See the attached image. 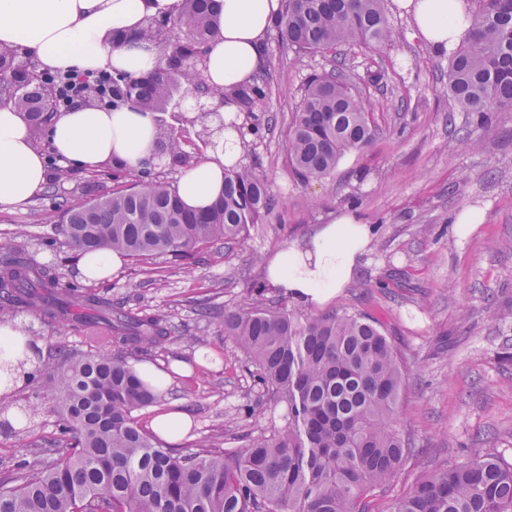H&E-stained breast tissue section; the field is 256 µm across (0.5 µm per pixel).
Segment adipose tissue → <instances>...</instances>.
<instances>
[{"label":"adipose tissue","mask_w":512,"mask_h":512,"mask_svg":"<svg viewBox=\"0 0 512 512\" xmlns=\"http://www.w3.org/2000/svg\"><path fill=\"white\" fill-rule=\"evenodd\" d=\"M412 19L415 34L434 51L447 53L469 37L466 0H394ZM219 23L207 54L206 79L215 88L247 82L258 67L281 0H218ZM182 0H0V44L23 48L40 67L96 72L112 67L149 75L159 62L152 43H113L116 31L133 32L149 16L178 15ZM158 128L147 112L111 111L92 104L54 113L49 141L65 169H95L122 159L136 169L151 160ZM236 135L200 162L185 168L175 188L191 209L207 208L224 190V167L240 159ZM48 179L45 159L21 112L0 105V208L29 200ZM371 229L354 214L337 216L311 235L278 251L265 281L275 292L309 306L328 302L356 274ZM125 263L109 249L82 253L76 269L83 281H102Z\"/></svg>","instance_id":"1"}]
</instances>
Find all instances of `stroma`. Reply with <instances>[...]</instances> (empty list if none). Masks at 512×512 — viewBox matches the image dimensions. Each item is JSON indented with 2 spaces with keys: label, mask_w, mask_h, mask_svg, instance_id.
I'll list each match as a JSON object with an SVG mask.
<instances>
[{
  "label": "stroma",
  "mask_w": 512,
  "mask_h": 512,
  "mask_svg": "<svg viewBox=\"0 0 512 512\" xmlns=\"http://www.w3.org/2000/svg\"><path fill=\"white\" fill-rule=\"evenodd\" d=\"M383 6L401 36L385 47L353 46L348 72L357 92L373 107L378 129L365 151L346 155L334 181L297 180L286 163L291 114L311 74L329 69L333 53L296 56L269 35L272 81L260 132L251 137L253 160L283 201L281 216L251 228L245 243L200 253L192 269L167 255L151 263L126 262L96 288L133 309L160 310L177 327L166 352L152 364L184 360L189 378H176L167 403L179 404L193 421L181 451H194L203 437L221 435L232 452L248 430L269 424L282 407L262 403L253 366L224 334L225 311L247 302L264 279L270 254L302 240L321 224L353 210L372 228L357 279L330 303L376 317L408 365L397 425L411 452L386 492L368 500L369 512H392L426 474L462 460L468 448L512 461V112L492 124L466 125L442 95L447 55L433 51L414 33L394 0ZM379 73V83L369 73ZM471 133L479 147L464 150ZM484 215L465 237L457 217ZM10 240L37 263L75 280V263L56 222V199L48 191L0 209V241ZM410 285L385 287L392 270ZM263 410L248 416L247 408ZM13 409L28 412L19 429L0 430V473L18 460L38 464L39 445L59 419L56 402L38 384L14 392ZM37 414H30V407Z\"/></svg>",
  "instance_id": "1"
}]
</instances>
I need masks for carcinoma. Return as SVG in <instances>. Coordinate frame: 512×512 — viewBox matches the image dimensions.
Returning a JSON list of instances; mask_svg holds the SVG:
<instances>
[{
    "instance_id": "cac0c4a2",
    "label": "carcinoma",
    "mask_w": 512,
    "mask_h": 512,
    "mask_svg": "<svg viewBox=\"0 0 512 512\" xmlns=\"http://www.w3.org/2000/svg\"><path fill=\"white\" fill-rule=\"evenodd\" d=\"M216 0H184L174 17L144 21L136 39L156 45L157 68L141 78L112 69V109L151 112L160 131L155 157L172 171L190 162L187 112L169 115L177 86L210 98L201 70L215 32ZM471 36L448 56L446 92L471 123L512 110V0H472ZM283 49L334 50L351 42L383 47L396 39L381 0H285L274 23ZM47 80L18 49L0 48V104L22 112L42 140ZM270 73L261 62L233 90L236 114L224 128L244 131L241 114L266 111ZM343 64L310 77L288 126L286 159L302 180L333 177L348 152L370 147L377 129ZM112 193L65 205L58 223L70 249L122 252L137 262L169 254L187 266L199 250L247 239L280 208L265 176L242 162L224 170V191L208 208H187L174 185L146 167L112 160ZM53 266L0 244V317L33 314L64 320L87 334L88 351L60 348L46 377L62 422L46 441L51 460L17 463L0 480V512H367L410 450L396 427L406 370L383 326L366 312L341 308L301 315L265 302L224 312V335L249 358L282 424L248 431L236 452L222 437L183 454L161 442L136 412L161 394L129 359L166 348L168 315L126 309L87 288H58ZM393 512H512V463L474 450L458 464L421 479Z\"/></svg>"
}]
</instances>
